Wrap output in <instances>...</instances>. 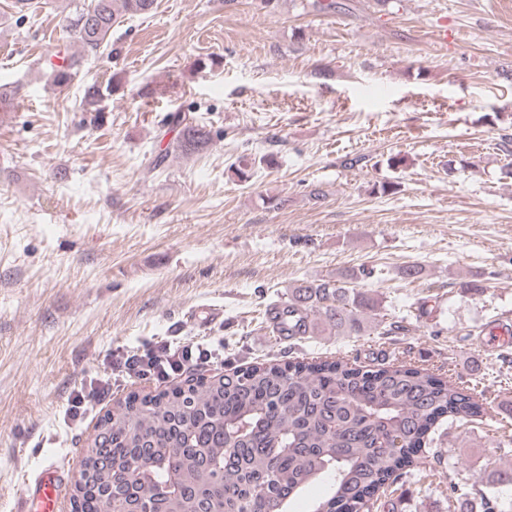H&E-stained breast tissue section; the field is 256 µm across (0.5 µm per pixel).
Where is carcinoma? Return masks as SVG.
I'll list each match as a JSON object with an SVG mask.
<instances>
[{
    "label": "carcinoma",
    "mask_w": 512,
    "mask_h": 512,
    "mask_svg": "<svg viewBox=\"0 0 512 512\" xmlns=\"http://www.w3.org/2000/svg\"><path fill=\"white\" fill-rule=\"evenodd\" d=\"M156 0H82L64 17L66 32L95 53L126 16L148 14ZM52 83L66 86L72 69L47 63ZM171 153L193 155L211 141L206 127L179 111ZM348 274L288 289L283 323L290 336L325 331L349 336L380 303ZM483 403L475 389L426 368L358 365L335 360L251 365L218 378L200 377L153 396L130 394L99 420L81 461L74 512H288L311 485L328 495L311 512H385L388 490L422 457L439 458L431 427L468 423ZM502 512L475 484L448 478L454 512Z\"/></svg>",
    "instance_id": "1"
}]
</instances>
